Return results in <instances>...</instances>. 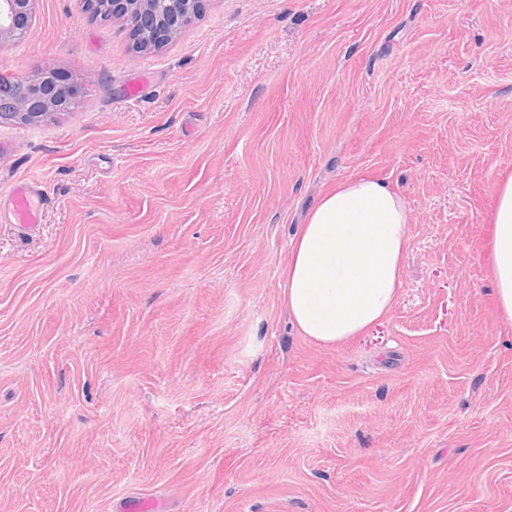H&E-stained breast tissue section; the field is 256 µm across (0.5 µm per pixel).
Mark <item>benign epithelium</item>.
<instances>
[{
  "instance_id": "obj_1",
  "label": "benign epithelium",
  "mask_w": 512,
  "mask_h": 512,
  "mask_svg": "<svg viewBox=\"0 0 512 512\" xmlns=\"http://www.w3.org/2000/svg\"><path fill=\"white\" fill-rule=\"evenodd\" d=\"M91 8L126 22L133 47L147 51L176 38L197 16L201 0H88ZM37 0H0V51L25 37ZM0 87L13 91V112L22 122L35 121L53 112L69 109L78 95V85L61 84L56 72L44 69L34 77L0 78Z\"/></svg>"
}]
</instances>
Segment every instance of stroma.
Wrapping results in <instances>:
<instances>
[{
  "label": "stroma",
  "instance_id": "obj_1",
  "mask_svg": "<svg viewBox=\"0 0 512 512\" xmlns=\"http://www.w3.org/2000/svg\"><path fill=\"white\" fill-rule=\"evenodd\" d=\"M45 67L69 110L0 121V184L51 199L32 231L0 201V512H512V0H205L151 52L39 0L0 75ZM365 174L410 210L402 286L322 346L281 272ZM489 257L501 316L512 323V175L498 182L491 215Z\"/></svg>",
  "mask_w": 512,
  "mask_h": 512
}]
</instances>
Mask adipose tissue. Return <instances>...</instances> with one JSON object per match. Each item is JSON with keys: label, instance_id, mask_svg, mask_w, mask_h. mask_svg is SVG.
Segmentation results:
<instances>
[{"label": "adipose tissue", "instance_id": "adipose-tissue-1", "mask_svg": "<svg viewBox=\"0 0 512 512\" xmlns=\"http://www.w3.org/2000/svg\"><path fill=\"white\" fill-rule=\"evenodd\" d=\"M410 211L384 180L337 184L291 241L284 304L302 336L325 346L354 340L393 308L402 282ZM489 257L501 316L512 323V175L499 181Z\"/></svg>", "mask_w": 512, "mask_h": 512}]
</instances>
